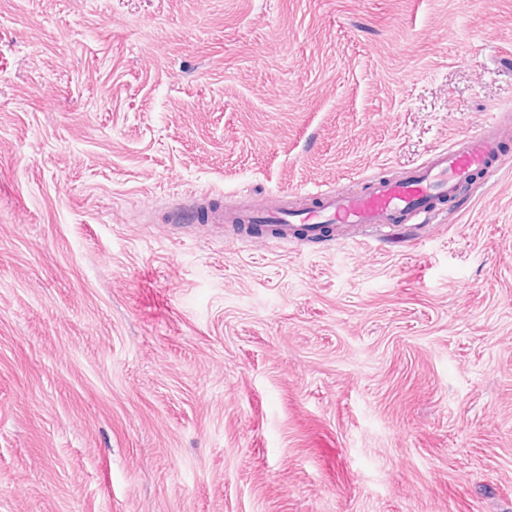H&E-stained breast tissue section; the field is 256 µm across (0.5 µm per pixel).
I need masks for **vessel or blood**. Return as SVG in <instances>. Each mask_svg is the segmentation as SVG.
Segmentation results:
<instances>
[{"label": "vessel or blood", "mask_w": 512, "mask_h": 512, "mask_svg": "<svg viewBox=\"0 0 512 512\" xmlns=\"http://www.w3.org/2000/svg\"><path fill=\"white\" fill-rule=\"evenodd\" d=\"M502 143L503 128L492 119L452 145L436 149L426 164L415 167L404 179H380L359 191L318 190L309 193L310 203L301 212L245 208L235 212L231 221L274 226L275 238L281 243L314 240L328 229L414 224L455 197L476 175L491 176L503 160Z\"/></svg>", "instance_id": "b4317fda"}]
</instances>
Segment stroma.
I'll use <instances>...</instances> for the list:
<instances>
[{
  "label": "stroma",
  "mask_w": 512,
  "mask_h": 512,
  "mask_svg": "<svg viewBox=\"0 0 512 512\" xmlns=\"http://www.w3.org/2000/svg\"><path fill=\"white\" fill-rule=\"evenodd\" d=\"M512 124V0H0V512H512V164L366 245L201 213Z\"/></svg>",
  "instance_id": "35a3bbf8"
}]
</instances>
